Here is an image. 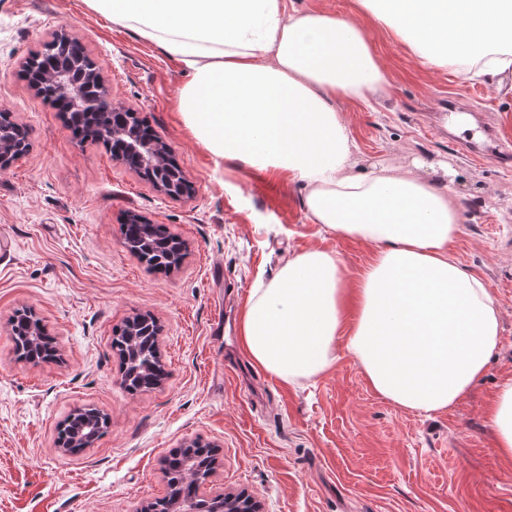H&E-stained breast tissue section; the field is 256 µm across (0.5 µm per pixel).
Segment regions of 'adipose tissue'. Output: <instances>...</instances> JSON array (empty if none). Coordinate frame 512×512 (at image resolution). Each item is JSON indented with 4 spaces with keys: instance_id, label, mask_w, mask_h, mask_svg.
<instances>
[{
    "instance_id": "1",
    "label": "adipose tissue",
    "mask_w": 512,
    "mask_h": 512,
    "mask_svg": "<svg viewBox=\"0 0 512 512\" xmlns=\"http://www.w3.org/2000/svg\"><path fill=\"white\" fill-rule=\"evenodd\" d=\"M85 3L183 64L177 109L216 161L287 177L303 189L311 223L374 248L352 286L339 254L314 247L253 288L239 320L249 362L298 383L323 375L343 349L399 407L431 413L460 402L486 371L501 326L484 281L450 255L462 226L448 166L357 172L337 103H369L390 85L366 18L426 66L512 89V0H356L347 17L288 0ZM487 416L497 456L512 458V378Z\"/></svg>"
}]
</instances>
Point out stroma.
Segmentation results:
<instances>
[{
	"mask_svg": "<svg viewBox=\"0 0 512 512\" xmlns=\"http://www.w3.org/2000/svg\"><path fill=\"white\" fill-rule=\"evenodd\" d=\"M62 30L78 36L112 102L171 146L189 194L160 193L103 143L76 136L21 79L28 58ZM370 32L393 77L388 96L371 108L337 107L365 162L451 164L463 224L451 253L485 282L502 318L486 372L437 413L389 403L344 352L320 378L294 384L227 353L211 334L225 280L250 296L288 256L321 247L341 256L354 281L372 247L311 223L288 179L217 166L175 107L185 80L175 58L84 0H0V112L31 143L0 171V225L15 239L0 265V512H139L168 493L164 458L195 439L219 448L201 495L244 490L263 512H512V459L497 457L485 416L512 377V155L479 162L456 147L480 122H501L512 137V94L426 67L406 44ZM130 212L183 243L178 267L148 269L125 248ZM26 309L59 360H19L9 321ZM146 312L160 326L167 375L132 394L112 333ZM85 405L111 425L82 453H62L58 427Z\"/></svg>",
	"mask_w": 512,
	"mask_h": 512,
	"instance_id": "35a3bbf8",
	"label": "stroma"
}]
</instances>
